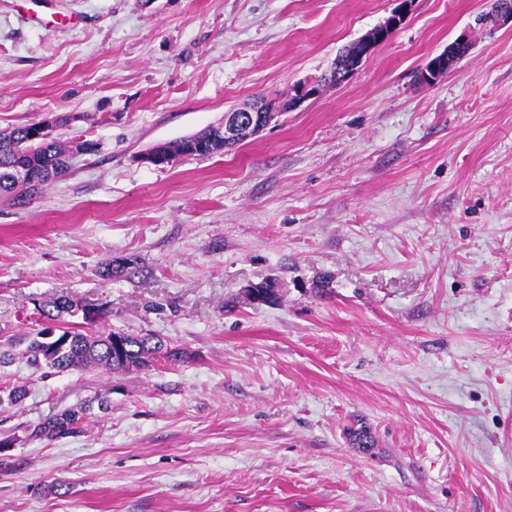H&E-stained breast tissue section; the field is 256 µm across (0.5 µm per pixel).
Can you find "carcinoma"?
Here are the masks:
<instances>
[{"instance_id": "cac0c4a2", "label": "carcinoma", "mask_w": 512, "mask_h": 512, "mask_svg": "<svg viewBox=\"0 0 512 512\" xmlns=\"http://www.w3.org/2000/svg\"><path fill=\"white\" fill-rule=\"evenodd\" d=\"M17 165L34 171L41 177V182L28 189L16 186L11 180V170ZM68 168L69 151L58 141H30L27 125L0 132V198L23 204L63 177ZM35 310L38 315L36 329L25 336H8L4 339L6 350H0V368L11 362L10 349L22 343L26 344L25 356L28 364L37 370L46 369L50 374L89 367L111 373L145 369L161 361H176L183 354V351L175 347L164 352L157 346L148 344L144 336H130L112 330L90 332L86 327L99 322L106 316V310L100 306L93 308L75 302L64 295L39 304ZM79 312L84 315L83 322L59 328L61 335L71 337L67 349L58 356L47 354L39 336L52 330L51 324L61 320L63 315L75 316ZM114 335L123 342L122 352L115 354L107 343V339ZM26 395L25 388L0 381V406H17ZM90 409L91 406L83 405L56 413L27 430L29 438L57 439L75 434L79 432Z\"/></svg>"}]
</instances>
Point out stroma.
<instances>
[{"label": "stroma", "mask_w": 512, "mask_h": 512, "mask_svg": "<svg viewBox=\"0 0 512 512\" xmlns=\"http://www.w3.org/2000/svg\"><path fill=\"white\" fill-rule=\"evenodd\" d=\"M398 5L0 0V129L51 121L71 155L0 199V336L67 295L184 353L47 378L16 356L0 512H512V27L478 23L488 0H413L348 82L249 142L141 159L285 100ZM268 280L278 301L252 303ZM87 403L79 435L25 439ZM454 63L455 59L452 58V53H448V51L434 55L427 61L421 73L422 81L428 85L434 84L440 77V71L452 64L454 65Z\"/></svg>", "instance_id": "1"}]
</instances>
